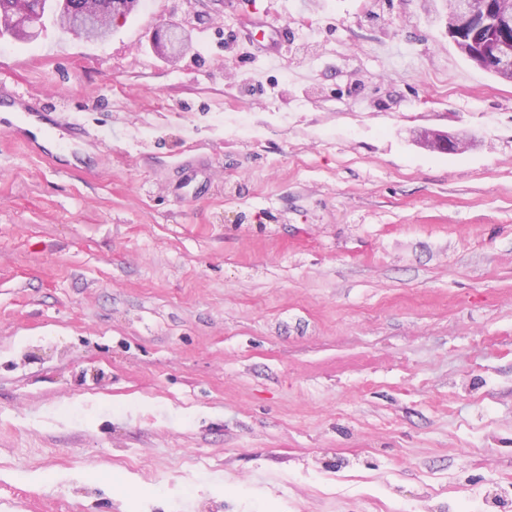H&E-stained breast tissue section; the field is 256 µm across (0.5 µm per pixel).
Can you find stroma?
<instances>
[{
    "label": "stroma",
    "mask_w": 512,
    "mask_h": 512,
    "mask_svg": "<svg viewBox=\"0 0 512 512\" xmlns=\"http://www.w3.org/2000/svg\"><path fill=\"white\" fill-rule=\"evenodd\" d=\"M439 7L141 0L104 42L0 39V86L88 131L0 130V512H512V83ZM247 24L250 27L251 34L253 33V30L257 28H264L267 30V38L269 44H264L266 48L265 52L267 55L270 56L271 60H274L276 56H278L276 51L280 44V41L282 38L286 36L287 32L283 28L272 24L270 21H265L264 19L250 18L247 19ZM209 181V176L201 171H194L174 186V191L193 198H198L202 187Z\"/></svg>",
    "instance_id": "obj_1"
}]
</instances>
